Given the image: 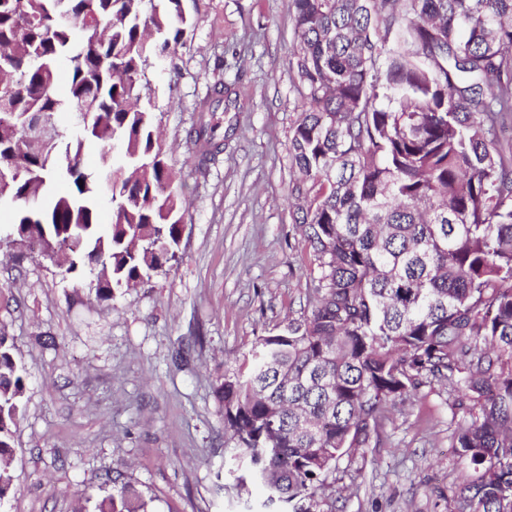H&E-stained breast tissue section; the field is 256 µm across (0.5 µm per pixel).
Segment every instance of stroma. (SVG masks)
Wrapping results in <instances>:
<instances>
[{"label": "stroma", "instance_id": "obj_1", "mask_svg": "<svg viewBox=\"0 0 512 512\" xmlns=\"http://www.w3.org/2000/svg\"><path fill=\"white\" fill-rule=\"evenodd\" d=\"M183 47L147 72L161 148L187 214L178 258L98 298L6 239L0 207V336L26 375L14 483L0 512H92L108 478L151 512H261L232 473L236 441L214 388L258 339L308 309L316 261L292 215L288 152L301 107L288 62L292 0H187ZM224 151L198 167L188 134L216 82ZM190 359L174 363L178 349ZM466 409L431 382L396 404L383 443L331 477L334 512H456L462 466L448 446Z\"/></svg>", "mask_w": 512, "mask_h": 512}]
</instances>
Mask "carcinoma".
I'll use <instances>...</instances> for the list:
<instances>
[{
  "instance_id": "carcinoma-1",
  "label": "carcinoma",
  "mask_w": 512,
  "mask_h": 512,
  "mask_svg": "<svg viewBox=\"0 0 512 512\" xmlns=\"http://www.w3.org/2000/svg\"><path fill=\"white\" fill-rule=\"evenodd\" d=\"M185 0H0L9 59L0 120L9 192L39 191L43 210H14L66 248L62 277L112 292L177 257L184 211L142 82L182 45ZM288 76L302 109L289 148L295 223L317 261L310 310L258 340L247 372L214 393L224 428L267 500L325 512L336 462L366 448L388 408L424 383L472 402L448 435L468 473L457 512H512V0H293ZM69 12L73 23L54 18ZM26 37L14 43L18 29ZM65 97L56 95L61 70ZM201 105L189 133L198 165L224 151ZM72 116L73 127L57 124ZM100 148L112 184L82 165ZM70 183L66 195L50 185ZM112 224H98L103 190ZM26 378L0 341V493ZM95 512H149L128 482Z\"/></svg>"
}]
</instances>
